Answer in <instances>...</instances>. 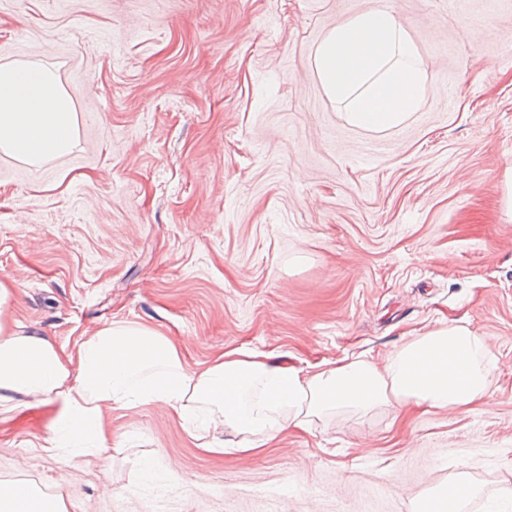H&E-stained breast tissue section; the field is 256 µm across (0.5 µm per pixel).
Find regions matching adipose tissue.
I'll list each match as a JSON object with an SVG mask.
<instances>
[{
  "mask_svg": "<svg viewBox=\"0 0 512 512\" xmlns=\"http://www.w3.org/2000/svg\"><path fill=\"white\" fill-rule=\"evenodd\" d=\"M75 106L56 73L36 62L0 64V154L31 166L71 152ZM16 290L0 280V412L58 405L44 449L66 467L82 456L109 461L103 413L115 406L160 404L180 420L206 416L223 436L202 437L215 455L259 451L285 430L318 420L409 406L468 411L485 404L495 382L485 336L464 323L414 337L384 365L357 355L307 368L274 352L235 348L188 370L180 346L149 326L115 321L73 350L13 328ZM477 487L468 473L422 494L413 512H464ZM0 512H66L61 496L0 482Z\"/></svg>",
  "mask_w": 512,
  "mask_h": 512,
  "instance_id": "1",
  "label": "adipose tissue"
}]
</instances>
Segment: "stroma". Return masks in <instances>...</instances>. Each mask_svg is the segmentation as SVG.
<instances>
[{
	"label": "stroma",
	"mask_w": 512,
	"mask_h": 512,
	"mask_svg": "<svg viewBox=\"0 0 512 512\" xmlns=\"http://www.w3.org/2000/svg\"><path fill=\"white\" fill-rule=\"evenodd\" d=\"M391 8L425 62L401 127L351 126L323 37ZM52 68L75 148L0 155V279L23 331L74 349L113 321L303 366L382 361L463 319L495 358L488 405L381 409L218 457L159 404L103 415L112 460L43 448L51 405L0 414V481L67 512H411L465 471L512 487V0H0V64Z\"/></svg>",
	"instance_id": "obj_1"
}]
</instances>
